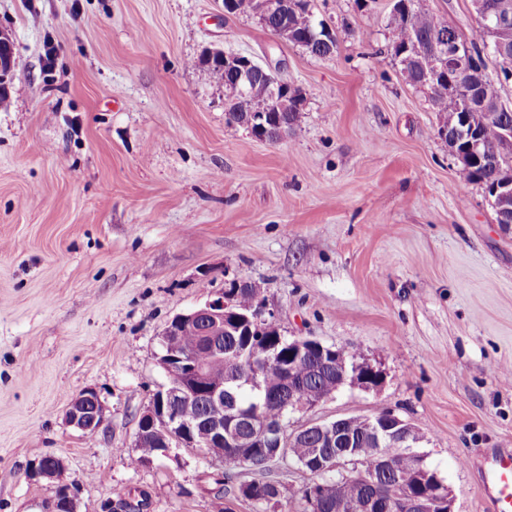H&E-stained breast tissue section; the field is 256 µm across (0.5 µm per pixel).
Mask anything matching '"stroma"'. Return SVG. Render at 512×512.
<instances>
[{"mask_svg":"<svg viewBox=\"0 0 512 512\" xmlns=\"http://www.w3.org/2000/svg\"><path fill=\"white\" fill-rule=\"evenodd\" d=\"M394 0H313L340 30L326 57L224 0H0L14 46L0 106V512H254L215 493L190 448L135 462L138 421L166 384L171 319L231 280L262 284L288 339L344 347L379 369L294 414L394 411L454 512H495L490 453L512 448V227L497 224L438 135L426 90L391 51ZM56 50L53 68L46 47ZM209 48L301 90L275 144L227 124ZM97 432L69 426L84 388ZM45 456L53 480L32 477ZM300 512L310 477L272 463ZM105 416V405L93 388H86L75 395L66 410V421L70 426L84 432L94 433L101 427Z\"/></svg>","mask_w":512,"mask_h":512,"instance_id":"35a3bbf8","label":"stroma"}]
</instances>
